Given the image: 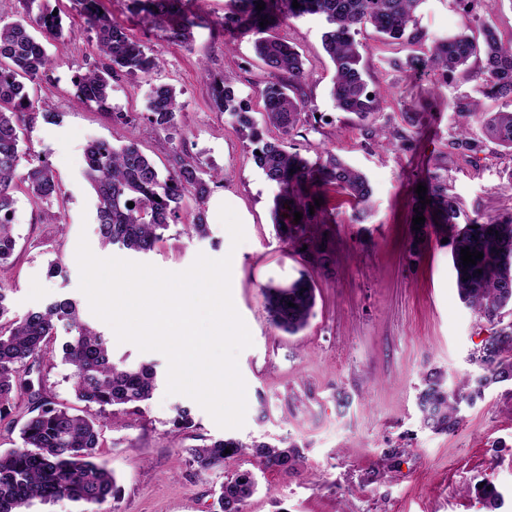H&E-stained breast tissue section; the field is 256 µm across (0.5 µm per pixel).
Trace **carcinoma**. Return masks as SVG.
<instances>
[{
  "mask_svg": "<svg viewBox=\"0 0 512 512\" xmlns=\"http://www.w3.org/2000/svg\"><path fill=\"white\" fill-rule=\"evenodd\" d=\"M298 2L295 8L292 2ZM25 14L12 22L0 23V266L14 255L17 239L13 232L17 193L31 201L54 197L58 184L50 165L40 160L26 171H19L21 129L33 119L35 102L28 83L50 64L49 56L36 33L63 35L62 18L52 14L47 0H23ZM75 9L95 33L100 62L77 75L76 103L96 106L112 120L132 124L136 118L112 105V80L119 75L149 74L159 67L158 58L129 36L103 10L102 0H71ZM137 11L162 28L166 40L188 47L194 40L197 17L183 10V0H134ZM424 0H229L224 13V31L254 34L255 56L264 65L269 80L261 91L266 126L278 130L279 139L267 140L257 127L250 105L237 99L230 81L211 77L212 107L229 112L252 141L258 143L253 160L266 178L279 188L275 207L283 213L277 231L291 245L301 249L302 258L326 266L332 254L316 234L326 223L322 208L315 206L318 189L333 185L343 190L366 214L372 195L366 176L340 156L326 153L311 163L288 150L287 139L309 124L308 100L303 92L306 78L302 56L288 42L271 36L268 29L282 18L317 15L328 29L323 48L334 68L332 95L336 108L355 116L367 139L398 142L404 150L413 147L412 129L420 124L419 112L401 113L402 124L389 121L376 126L380 101L369 89L361 65L362 56L355 41L359 27L369 24L391 44L406 42L418 47L416 53L392 66L415 74L431 72L446 79L477 54V45L466 33L430 38L418 26L417 10ZM265 9L259 11L256 5ZM265 26H260V23ZM484 75L487 94L509 99V109L482 112L467 97L458 98L453 110L460 125L446 140L445 151L425 182L439 223L452 234V265L460 299L495 331L473 354L481 370L476 376L446 385L439 371L424 378L417 396L424 426L436 433L452 434L463 421V409L482 398L487 388L512 382V323L502 324L504 310L512 309V214L473 221L457 228L463 208L459 198L448 190L447 178L440 174L454 155L475 158L495 143L512 152V38L503 39L494 25L481 24ZM180 104L174 89L155 85L151 90L149 112L143 117L142 134L167 132L174 140L182 137L178 123ZM477 120L481 135L468 127ZM84 180L96 197L97 232L101 246L114 245L135 254L155 250L170 226L180 219L189 201L193 219L183 225L190 238L209 233L206 205L208 182L223 181L224 174L204 169L195 157L173 151L171 167L161 170L135 142L120 148L101 140L91 141L85 150ZM134 207H128V203ZM314 212H309V206ZM303 217L294 221V213ZM478 250L483 258L463 265V248ZM482 273H477V270ZM8 291L0 286V421L11 415L17 397L27 392L35 406L19 428L22 446L0 452V512H29L34 502L51 504L66 497L89 510L115 495V479L97 462L103 423L92 414H78L58 407L34 390L28 379L30 369L52 353L51 337L58 324L66 325L71 339L62 345L63 360L72 366V388L77 400L96 405L99 412L133 417L142 414V405L152 398L157 372L152 364L128 366L116 363L108 340L82 320L77 303L60 298L28 312L20 319L11 317ZM271 321L289 334L303 330L315 306L313 282L301 275L287 286L269 285L264 289ZM294 306H289V303ZM230 453H225V450ZM252 452L262 469L288 470L302 459L300 446L281 440L276 444H246L233 438L215 440L187 449L192 465L199 472L224 466V462ZM249 471L226 479L219 489L221 512H244L247 500L256 490Z\"/></svg>",
  "mask_w": 512,
  "mask_h": 512,
  "instance_id": "carcinoma-1",
  "label": "carcinoma"
}]
</instances>
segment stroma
<instances>
[{
    "mask_svg": "<svg viewBox=\"0 0 512 512\" xmlns=\"http://www.w3.org/2000/svg\"><path fill=\"white\" fill-rule=\"evenodd\" d=\"M114 19L158 57L151 76L122 75L112 82V100L143 118L153 85L175 88L182 105L185 136L166 133L135 136L130 126L112 121L91 106L74 101V80L99 61L93 33L71 14V33L45 37L50 66L29 85L37 103L34 120L22 136L20 168L43 158L61 188L57 199L31 203L19 199L14 215L17 237L12 262L0 268L11 315L68 297L77 301L83 320L101 332L108 325L90 310L79 288L76 249L87 237L97 256L134 260L119 247L102 248L97 234L95 195L83 178L88 142L106 140L120 147L137 141L158 165L173 150L197 157L223 171L207 203L209 235L188 238L181 226L166 231L144 260L166 271L187 269L197 254L231 256V294L253 344L238 356L246 382L247 412L239 429L220 428L191 398L167 394V360L131 343H113L114 359L154 364L157 388L135 419L106 422L99 460L114 474L119 493L95 512H221L216 491L227 476L253 472L258 487L245 512H491L476 486L491 482L503 496L498 512H512V383L488 388L468 407L459 429L440 434L425 427L417 406L422 378L442 371L448 382L477 375L472 355L490 326L459 298L451 244L443 233L428 232L413 242L411 222L416 187L423 182L455 124L454 99H480L484 111L503 110L500 99L483 95L477 72L481 56L443 84L432 76L407 75L390 62L405 57L408 46L385 42L369 26L358 35L369 86L380 98L383 117L419 112L413 149L368 144L352 115L338 111L332 96L333 67L323 50L325 22L317 16L291 18L272 34L294 44L307 79L303 91L314 113L306 130L294 137L308 159L333 152L361 170L372 187L370 214L356 217V206L336 192L328 194L329 224L322 232L334 252L328 267L311 266L275 231L272 211L279 193L253 160L255 143L237 129L232 114L210 106L207 74L227 76L239 98L263 118L260 90L267 74L253 51V35H238L224 48L226 0H184L201 15L190 48L169 44L162 32L136 14L131 0H103ZM491 22L503 37L512 36V0H478L465 15L455 0H424L420 27L429 36L468 30L481 39L478 20ZM448 186L467 215L512 213V157L488 145L479 163L455 156L448 162ZM242 221L245 240L232 246L219 219L221 205ZM59 271L48 276L49 262ZM308 275L316 305L307 327L295 335L276 328L265 308L266 285L285 286ZM58 329L52 359L31 374L47 400L81 412L59 350L68 341ZM192 412L193 432L176 430L178 408ZM224 437L269 442L288 439L303 447V460L290 471L258 470L251 455L223 467L197 472L187 449L197 438Z\"/></svg>",
    "mask_w": 512,
    "mask_h": 512,
    "instance_id": "obj_1",
    "label": "stroma"
}]
</instances>
